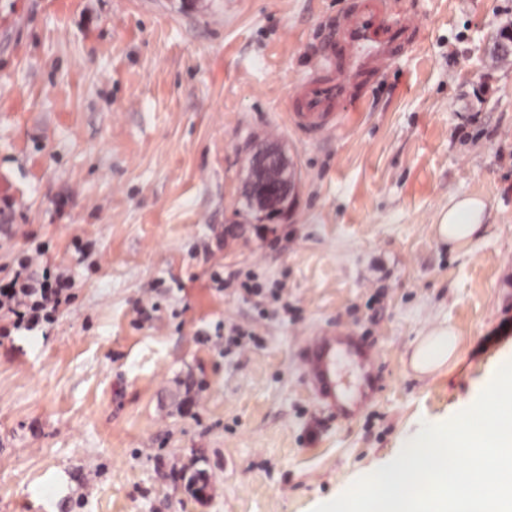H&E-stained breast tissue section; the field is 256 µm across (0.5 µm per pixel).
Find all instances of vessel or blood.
Instances as JSON below:
<instances>
[{"label":"vessel or blood","mask_w":512,"mask_h":512,"mask_svg":"<svg viewBox=\"0 0 512 512\" xmlns=\"http://www.w3.org/2000/svg\"><path fill=\"white\" fill-rule=\"evenodd\" d=\"M421 29L393 0H351L336 19L321 57L319 73L297 87L291 120L307 135L338 126L343 109L384 68L403 56ZM376 357L349 333L322 330L302 348L303 377L320 406L342 422L356 419L375 399Z\"/></svg>","instance_id":"b4317fda"}]
</instances>
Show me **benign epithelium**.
I'll use <instances>...</instances> for the list:
<instances>
[{
    "instance_id": "7a95c632",
    "label": "benign epithelium",
    "mask_w": 512,
    "mask_h": 512,
    "mask_svg": "<svg viewBox=\"0 0 512 512\" xmlns=\"http://www.w3.org/2000/svg\"><path fill=\"white\" fill-rule=\"evenodd\" d=\"M245 159L249 170L245 196L272 216L281 215V198L293 196L296 187V173L287 153L279 145L253 144L246 147Z\"/></svg>"
}]
</instances>
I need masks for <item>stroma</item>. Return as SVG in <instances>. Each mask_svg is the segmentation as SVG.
<instances>
[{"mask_svg":"<svg viewBox=\"0 0 512 512\" xmlns=\"http://www.w3.org/2000/svg\"><path fill=\"white\" fill-rule=\"evenodd\" d=\"M394 3L421 42L306 137L292 96L350 0H0V277L43 244L74 279L47 333L0 334V512H313L479 396L512 352V0ZM255 143L298 180L266 227ZM462 196L486 230L452 250ZM441 324L458 356L418 378ZM331 327L378 361L349 424L301 374ZM485 209V202L477 197L454 202L435 224L439 240L453 245L473 240L483 231Z\"/></svg>","mask_w":512,"mask_h":512,"instance_id":"35a3bbf8","label":"stroma"}]
</instances>
